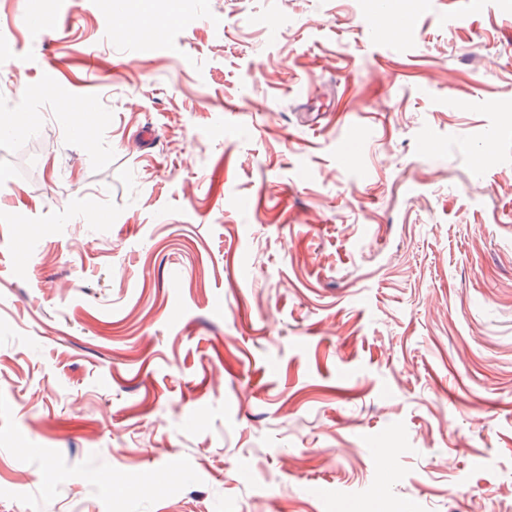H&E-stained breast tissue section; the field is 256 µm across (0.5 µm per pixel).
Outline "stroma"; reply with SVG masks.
<instances>
[{
    "instance_id": "35a3bbf8",
    "label": "stroma",
    "mask_w": 512,
    "mask_h": 512,
    "mask_svg": "<svg viewBox=\"0 0 512 512\" xmlns=\"http://www.w3.org/2000/svg\"><path fill=\"white\" fill-rule=\"evenodd\" d=\"M152 10L0 0V512H512V0Z\"/></svg>"
}]
</instances>
